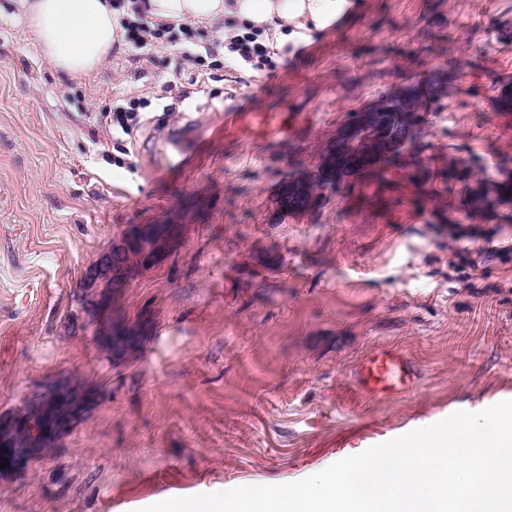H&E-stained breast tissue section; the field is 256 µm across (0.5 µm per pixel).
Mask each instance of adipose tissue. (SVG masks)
<instances>
[{
  "mask_svg": "<svg viewBox=\"0 0 512 512\" xmlns=\"http://www.w3.org/2000/svg\"><path fill=\"white\" fill-rule=\"evenodd\" d=\"M350 0H137L147 18L159 24L187 21L216 25L236 22L238 30L257 28L290 41L309 28H323L340 17ZM0 23L29 33L54 71L72 78L91 75L124 40L120 12L112 0H0Z\"/></svg>",
  "mask_w": 512,
  "mask_h": 512,
  "instance_id": "obj_1",
  "label": "adipose tissue"
}]
</instances>
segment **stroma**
<instances>
[{
	"label": "stroma",
	"mask_w": 512,
	"mask_h": 512,
	"mask_svg": "<svg viewBox=\"0 0 512 512\" xmlns=\"http://www.w3.org/2000/svg\"><path fill=\"white\" fill-rule=\"evenodd\" d=\"M284 47L272 77L223 53L173 73L170 52L113 49L69 79L0 26V419L63 381L89 409L0 471V512H141L173 497L295 482L347 456L512 400V0H351ZM442 77L418 146L302 213L277 210L337 126L380 96ZM190 96L165 111L162 82ZM150 98L114 148L119 93ZM247 102L199 161L147 177L161 138ZM126 150V167L113 165ZM176 232L121 287L86 276L128 233ZM107 307H98L103 293ZM139 336L110 346L113 327ZM392 346L399 396L356 368ZM418 373L405 355L392 347L379 348L359 369V382L369 394H390L412 385Z\"/></svg>",
	"instance_id": "obj_1"
}]
</instances>
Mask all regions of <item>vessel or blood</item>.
Masks as SVG:
<instances>
[{
	"label": "vessel or blood",
	"mask_w": 512,
	"mask_h": 512,
	"mask_svg": "<svg viewBox=\"0 0 512 512\" xmlns=\"http://www.w3.org/2000/svg\"><path fill=\"white\" fill-rule=\"evenodd\" d=\"M202 139L195 125L188 124L172 131L163 145L161 164L152 168L151 176H168L188 167L195 159ZM417 369L405 355L394 348L375 350L359 369V382L369 394H390L412 385Z\"/></svg>",
	"instance_id": "obj_1"
}]
</instances>
